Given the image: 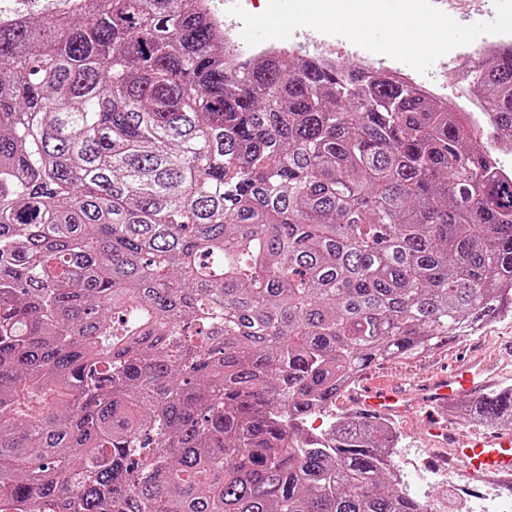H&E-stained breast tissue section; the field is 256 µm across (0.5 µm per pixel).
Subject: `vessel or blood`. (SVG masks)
<instances>
[{
  "label": "vessel or blood",
  "instance_id": "obj_1",
  "mask_svg": "<svg viewBox=\"0 0 512 512\" xmlns=\"http://www.w3.org/2000/svg\"><path fill=\"white\" fill-rule=\"evenodd\" d=\"M489 383L488 364L475 357L412 388L381 380L358 384L346 392L343 404L366 418L419 416L434 441L450 448L453 465L464 475L507 484L512 482V434L458 433L445 420L449 406L461 395H480Z\"/></svg>",
  "mask_w": 512,
  "mask_h": 512
}]
</instances>
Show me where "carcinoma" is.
<instances>
[{
    "mask_svg": "<svg viewBox=\"0 0 512 512\" xmlns=\"http://www.w3.org/2000/svg\"><path fill=\"white\" fill-rule=\"evenodd\" d=\"M465 76L512 130V50ZM469 126L387 71L228 70L196 0L0 21V512H426L389 425L307 422L512 316Z\"/></svg>",
    "mask_w": 512,
    "mask_h": 512,
    "instance_id": "obj_1",
    "label": "carcinoma"
}]
</instances>
